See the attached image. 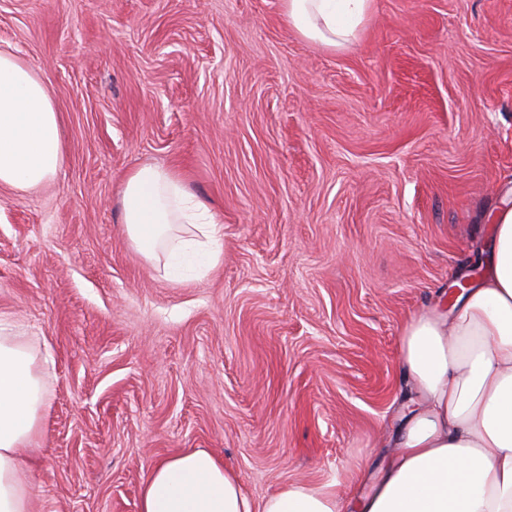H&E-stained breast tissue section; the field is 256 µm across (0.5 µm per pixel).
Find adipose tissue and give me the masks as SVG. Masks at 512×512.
Here are the masks:
<instances>
[{
    "mask_svg": "<svg viewBox=\"0 0 512 512\" xmlns=\"http://www.w3.org/2000/svg\"><path fill=\"white\" fill-rule=\"evenodd\" d=\"M371 0H282L288 25L332 48L356 38ZM61 115L46 82L0 49V188L33 190L65 162ZM125 233L163 277L201 280L223 261L224 226L182 178L146 165L121 181ZM480 276L450 307L427 306L403 324L399 360L410 391L388 462L360 468L359 492L338 483L285 486L262 500L199 449L154 463L139 512H512V189L497 206ZM50 355L0 319V512H32L26 459L46 428L43 368Z\"/></svg>",
    "mask_w": 512,
    "mask_h": 512,
    "instance_id": "1",
    "label": "adipose tissue"
}]
</instances>
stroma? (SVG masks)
I'll return each instance as SVG.
<instances>
[{
  "label": "stroma",
  "instance_id": "obj_1",
  "mask_svg": "<svg viewBox=\"0 0 512 512\" xmlns=\"http://www.w3.org/2000/svg\"><path fill=\"white\" fill-rule=\"evenodd\" d=\"M48 84L66 162L0 188V316L50 350L34 512H139L204 449L259 500L389 459L412 312L472 280L512 180V0H373L332 49L282 0H0V48ZM173 169L224 225L178 285L117 188Z\"/></svg>",
  "mask_w": 512,
  "mask_h": 512
}]
</instances>
